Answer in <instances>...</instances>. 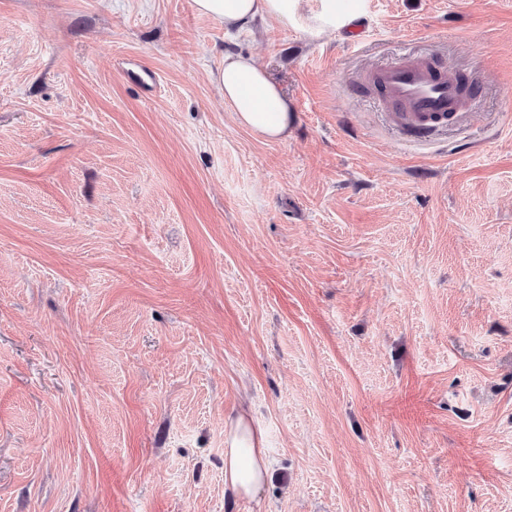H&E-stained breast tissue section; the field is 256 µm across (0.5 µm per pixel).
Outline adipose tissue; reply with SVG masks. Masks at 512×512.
<instances>
[{"label": "adipose tissue", "instance_id": "1", "mask_svg": "<svg viewBox=\"0 0 512 512\" xmlns=\"http://www.w3.org/2000/svg\"><path fill=\"white\" fill-rule=\"evenodd\" d=\"M197 13L227 28L243 30L268 19L291 24L301 0H193ZM236 121L268 138L287 136L294 114L287 96L254 59L228 53L224 65L212 75ZM271 459L262 429L241 414L224 430V484L237 496L253 498L262 490Z\"/></svg>", "mask_w": 512, "mask_h": 512}]
</instances>
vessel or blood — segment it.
<instances>
[{
    "label": "vessel or blood",
    "instance_id": "1",
    "mask_svg": "<svg viewBox=\"0 0 512 512\" xmlns=\"http://www.w3.org/2000/svg\"><path fill=\"white\" fill-rule=\"evenodd\" d=\"M369 80L378 84L394 108L397 127L410 140H431L439 124L477 107L478 96L455 72L430 59L407 56L373 69Z\"/></svg>",
    "mask_w": 512,
    "mask_h": 512
}]
</instances>
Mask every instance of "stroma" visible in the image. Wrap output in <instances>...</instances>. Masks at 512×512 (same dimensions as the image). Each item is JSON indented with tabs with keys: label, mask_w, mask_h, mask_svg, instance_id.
Masks as SVG:
<instances>
[{
	"label": "stroma",
	"mask_w": 512,
	"mask_h": 512,
	"mask_svg": "<svg viewBox=\"0 0 512 512\" xmlns=\"http://www.w3.org/2000/svg\"><path fill=\"white\" fill-rule=\"evenodd\" d=\"M320 8L0 0V512H512V0ZM228 51L286 138L234 122ZM408 51L480 92L428 143L357 80ZM301 0H193L197 13L213 19L225 28L243 30L256 21L268 19L282 26L294 20ZM363 16L360 7H351L347 12H341L336 8V0H322L321 10L316 16L321 29L329 28H350L351 24L357 23ZM236 121L267 139H283L293 123L288 97L254 59L224 54V66L212 74ZM270 469L262 429L245 414L230 419L224 430V486L236 496L252 499L261 492Z\"/></svg>",
	"instance_id": "stroma-1"
}]
</instances>
